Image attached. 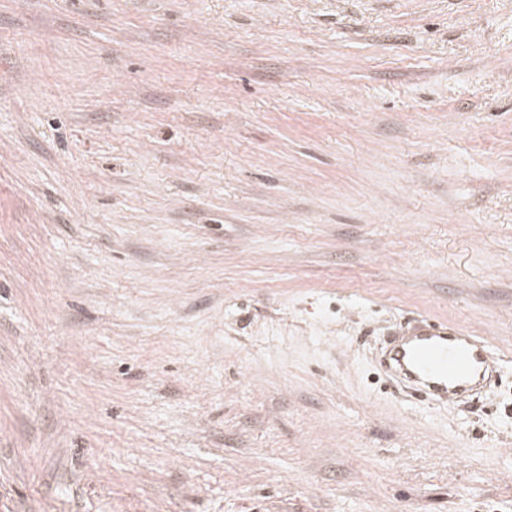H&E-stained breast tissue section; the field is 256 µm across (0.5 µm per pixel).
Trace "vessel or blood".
I'll use <instances>...</instances> for the list:
<instances>
[{
    "label": "vessel or blood",
    "mask_w": 512,
    "mask_h": 512,
    "mask_svg": "<svg viewBox=\"0 0 512 512\" xmlns=\"http://www.w3.org/2000/svg\"><path fill=\"white\" fill-rule=\"evenodd\" d=\"M376 364L395 386L441 405L475 397L493 402L500 379L485 338L427 318L401 323L381 347Z\"/></svg>",
    "instance_id": "1"
}]
</instances>
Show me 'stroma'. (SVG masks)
I'll list each match as a JSON object with an SVG mask.
<instances>
[{
  "label": "stroma",
  "mask_w": 512,
  "mask_h": 512,
  "mask_svg": "<svg viewBox=\"0 0 512 512\" xmlns=\"http://www.w3.org/2000/svg\"><path fill=\"white\" fill-rule=\"evenodd\" d=\"M0 512H512V0H0ZM376 364L395 386L441 405L475 397L492 403L500 379L497 359L485 338L427 318L401 323L381 347Z\"/></svg>",
  "instance_id": "obj_1"
}]
</instances>
